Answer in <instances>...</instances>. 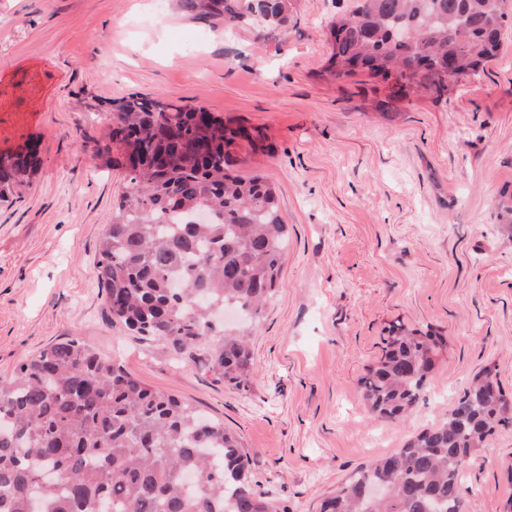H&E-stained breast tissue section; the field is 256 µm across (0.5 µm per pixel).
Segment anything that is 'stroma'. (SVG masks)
Returning <instances> with one entry per match:
<instances>
[{
	"label": "stroma",
	"mask_w": 512,
	"mask_h": 512,
	"mask_svg": "<svg viewBox=\"0 0 512 512\" xmlns=\"http://www.w3.org/2000/svg\"><path fill=\"white\" fill-rule=\"evenodd\" d=\"M288 28L231 33L177 0H0V154L39 162L0 201V382L48 345L84 338L152 388L223 420L277 507L316 512L363 464L442 422L486 367L512 396V235L496 219L512 186V22L484 71L441 102L327 74L329 25L355 0H291ZM162 97L259 128L238 166L272 184L288 226L279 288L251 333L242 392L132 341L94 276L125 189L101 150L113 100ZM443 336L402 421L366 408L359 380L394 323ZM465 512L512 499V427L466 469Z\"/></svg>",
	"instance_id": "stroma-1"
}]
</instances>
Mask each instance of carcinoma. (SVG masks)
Wrapping results in <instances>:
<instances>
[{
  "instance_id": "obj_1",
  "label": "carcinoma",
  "mask_w": 512,
  "mask_h": 512,
  "mask_svg": "<svg viewBox=\"0 0 512 512\" xmlns=\"http://www.w3.org/2000/svg\"><path fill=\"white\" fill-rule=\"evenodd\" d=\"M508 0H356L330 24L328 73L388 84V112L406 88L439 100L448 78L494 59ZM196 20L233 28L283 27L291 0H178ZM112 143L139 167L105 225L95 266L112 323L178 361L201 365L238 391L252 378L249 332L228 331L213 310L232 306L249 326L278 284L286 224L263 177L234 173L238 154L265 151L254 127L159 97L117 101ZM183 165L159 171V154ZM37 163L0 165V201ZM441 336L392 324L360 379L368 410L400 420L417 405ZM482 371L448 418L358 469L320 512H464L461 479L487 438L512 424V400ZM250 457L224 423L153 389L83 338L48 346L0 383V512H276L252 480ZM379 485L387 496L369 500Z\"/></svg>"
}]
</instances>
